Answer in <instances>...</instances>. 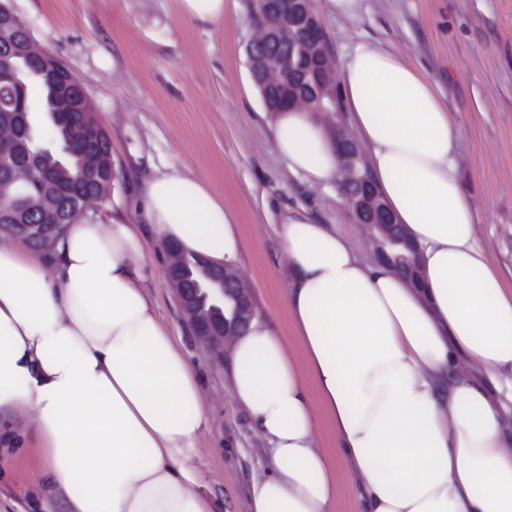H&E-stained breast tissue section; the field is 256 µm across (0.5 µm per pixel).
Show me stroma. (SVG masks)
Returning a JSON list of instances; mask_svg holds the SVG:
<instances>
[{
    "instance_id": "35a3bbf8",
    "label": "stroma",
    "mask_w": 512,
    "mask_h": 512,
    "mask_svg": "<svg viewBox=\"0 0 512 512\" xmlns=\"http://www.w3.org/2000/svg\"><path fill=\"white\" fill-rule=\"evenodd\" d=\"M34 38L78 77L112 147L113 181L87 203L103 224L141 227L140 263L161 320L180 337L208 405L193 450L199 488L219 512H247L246 486L263 468L260 439L237 407L227 379L230 354L195 336L164 270L165 245L142 221L151 177L179 173L205 182L240 224L234 272L250 288L254 314L289 334L288 267L276 229L289 214L334 224L369 262L376 233L357 223L336 186L292 173L275 150L271 121L249 70L253 0H224L220 24L191 22L179 0H10ZM329 51L341 58L361 41L404 53L439 83L461 127L457 164L474 207L479 243L512 286V0H362L358 17L327 13L312 0ZM32 412L0 428V512L61 505L45 491L43 465L23 447Z\"/></svg>"
}]
</instances>
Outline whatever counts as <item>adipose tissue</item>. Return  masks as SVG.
<instances>
[{
  "label": "adipose tissue",
  "instance_id": "1",
  "mask_svg": "<svg viewBox=\"0 0 512 512\" xmlns=\"http://www.w3.org/2000/svg\"><path fill=\"white\" fill-rule=\"evenodd\" d=\"M338 100L422 284L366 261L335 225L280 224L285 306L301 354L267 320L233 346L230 385L266 457L249 512H512V287L475 235L458 174V124L437 82L402 53L357 43ZM277 153L307 181L339 177L317 113L274 116ZM143 208L160 241L210 263L243 248L233 212L199 179L161 174ZM140 229L89 215L47 249L0 235V423L34 414L48 492L65 512H216L186 465L207 420L193 364L159 318ZM326 419L335 454L316 442Z\"/></svg>",
  "mask_w": 512,
  "mask_h": 512
}]
</instances>
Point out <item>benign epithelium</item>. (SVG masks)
Segmentation results:
<instances>
[{
  "mask_svg": "<svg viewBox=\"0 0 512 512\" xmlns=\"http://www.w3.org/2000/svg\"><path fill=\"white\" fill-rule=\"evenodd\" d=\"M261 4L262 13L254 22L257 36L250 45L249 67L266 110L274 113L291 106H308L316 112L335 110L336 65L311 0H261ZM0 49L10 59L9 70L3 76L10 89L21 90L32 78L57 81V93L77 111L78 139L91 142L98 137L95 108L80 81L60 59L34 41L25 21L6 4L0 5ZM30 128V113L22 106L12 113L11 120L0 122V171L12 185L28 184L36 169ZM336 141L340 148L339 186L349 209L359 223L375 227L382 260L396 267L405 265L402 273L407 282L419 284L421 273L413 246L397 230L372 183L361 177V147L342 127L336 128ZM84 168L90 175L100 169L110 170L112 154L88 153ZM80 200L78 193L63 196L47 189L42 194V208L49 220L31 224L26 211L7 204L6 197L0 194V227L46 240L56 225L82 211ZM167 251L170 261L165 277L175 288L196 336L215 351H224V345L244 333L253 318L249 289L229 268L205 259L197 260L201 280H190L183 275L187 260L184 250L169 245ZM226 300L234 304L229 318L216 308Z\"/></svg>",
  "mask_w": 512,
  "mask_h": 512,
  "instance_id": "1",
  "label": "benign epithelium"
}]
</instances>
